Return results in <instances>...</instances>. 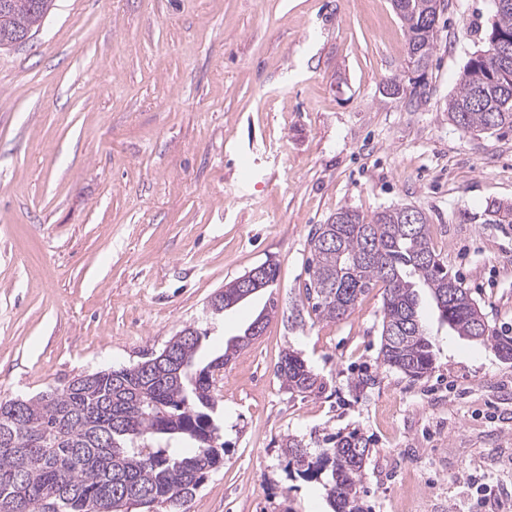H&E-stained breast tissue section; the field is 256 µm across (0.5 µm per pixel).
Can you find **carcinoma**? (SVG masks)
<instances>
[{
    "label": "carcinoma",
    "mask_w": 512,
    "mask_h": 512,
    "mask_svg": "<svg viewBox=\"0 0 512 512\" xmlns=\"http://www.w3.org/2000/svg\"><path fill=\"white\" fill-rule=\"evenodd\" d=\"M0 14V41L39 28L54 0H12ZM407 28V62L427 67L435 47L443 0H393ZM488 49L470 58L457 91L448 99V120L463 132L512 130V0H498ZM494 224L512 223V206L487 205ZM305 294L319 319L351 316L361 296L383 288L382 365L412 378L433 368V344L419 314V290L429 291L439 317L458 336L512 359V338L496 336L475 314L480 306L449 272L432 245L428 219L405 223L402 208L366 215L342 207L311 233ZM183 328L158 352L162 366L136 363L93 373L70 391H53L14 407L0 400V512H186L207 473L224 462L214 424L217 383L233 355L253 336L233 337L222 364L198 358L197 343ZM275 374L291 393L312 394L323 382L297 352L282 350ZM312 450L286 439L288 469L318 482L328 512H364L361 488L370 440L356 431L323 439Z\"/></svg>",
    "instance_id": "1"
}]
</instances>
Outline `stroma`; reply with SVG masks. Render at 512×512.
Masks as SVG:
<instances>
[{
    "mask_svg": "<svg viewBox=\"0 0 512 512\" xmlns=\"http://www.w3.org/2000/svg\"><path fill=\"white\" fill-rule=\"evenodd\" d=\"M494 12L446 0L420 74L392 0H55L32 38L0 50V398L143 361L187 326L210 360L272 304L224 372V463L187 512H326L282 445L352 430L374 443L368 512H497L476 506L474 484L512 491V360L426 300L432 372L382 366L378 287L347 319L287 321L307 306L314 225L410 206L490 329L512 337V223L485 215L512 204V131L448 119ZM266 262L272 287L208 312ZM288 347L322 392L285 389Z\"/></svg>",
    "mask_w": 512,
    "mask_h": 512,
    "instance_id": "1",
    "label": "stroma"
}]
</instances>
